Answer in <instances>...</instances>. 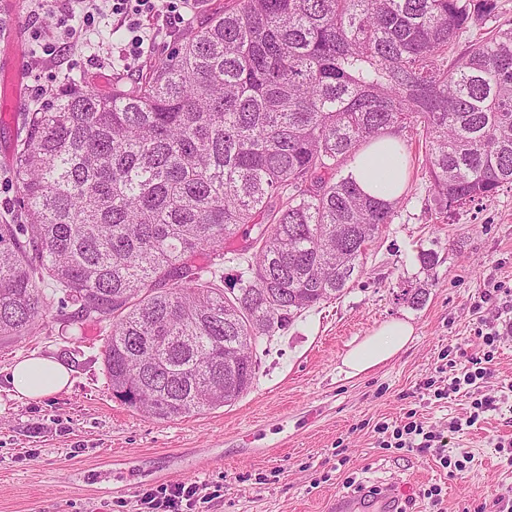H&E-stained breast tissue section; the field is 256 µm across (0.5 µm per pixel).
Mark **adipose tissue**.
I'll list each match as a JSON object with an SVG mask.
<instances>
[{"label": "adipose tissue", "mask_w": 512, "mask_h": 512, "mask_svg": "<svg viewBox=\"0 0 512 512\" xmlns=\"http://www.w3.org/2000/svg\"><path fill=\"white\" fill-rule=\"evenodd\" d=\"M349 171L359 188L372 197L393 203L404 192L407 170L404 152L398 140L384 136L356 152ZM413 326L393 319L351 348L342 360L348 375L368 372L390 360L412 339ZM18 397L43 399L70 383V370L64 363L42 356H30L16 363L11 372Z\"/></svg>", "instance_id": "1"}]
</instances>
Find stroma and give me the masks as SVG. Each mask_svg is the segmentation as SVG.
I'll return each instance as SVG.
<instances>
[{"label":"stroma","instance_id":"stroma-1","mask_svg":"<svg viewBox=\"0 0 512 512\" xmlns=\"http://www.w3.org/2000/svg\"><path fill=\"white\" fill-rule=\"evenodd\" d=\"M227 2L199 0L194 15L158 29L134 56L126 27L108 13L85 25L78 0L24 13L18 53L32 77L17 115L41 109L71 80L106 94L116 78L136 79ZM62 24L83 30L78 50L45 56L33 32ZM17 134L0 125V221L18 208ZM398 138L405 193L368 244L363 274L284 331L258 337L252 387L230 405L158 420L122 404L104 371L103 326L73 321L75 304L59 294L42 330L0 336V512H144V492L177 484L198 488L186 512H326L351 481L365 489L404 483L409 512H429L422 492L434 484L443 489L441 512H512V330L501 331L493 375L479 386L439 400L425 385L470 368L486 350V324L512 318V184L440 213L421 136L408 128ZM424 252L435 257L428 270ZM418 287L426 296L414 304L405 292ZM393 319L413 325L412 340L347 376L348 350ZM34 354L65 363L70 386L38 401L17 398L10 369ZM484 398L495 409L474 414V400ZM410 411L442 434L449 467L428 453L381 447L375 426ZM456 420L461 429H452Z\"/></svg>","mask_w":512,"mask_h":512}]
</instances>
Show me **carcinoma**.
I'll list each match as a JSON object with an SVG mask.
<instances>
[{"label": "carcinoma", "instance_id": "obj_1", "mask_svg": "<svg viewBox=\"0 0 512 512\" xmlns=\"http://www.w3.org/2000/svg\"><path fill=\"white\" fill-rule=\"evenodd\" d=\"M498 0H231L136 80L27 113L0 224V336L40 327L47 281L107 322L124 404L168 420L247 392L253 345L363 273L395 204L360 147L421 128L442 211L512 184V30L461 37ZM256 236L229 287L205 253Z\"/></svg>", "mask_w": 512, "mask_h": 512}]
</instances>
